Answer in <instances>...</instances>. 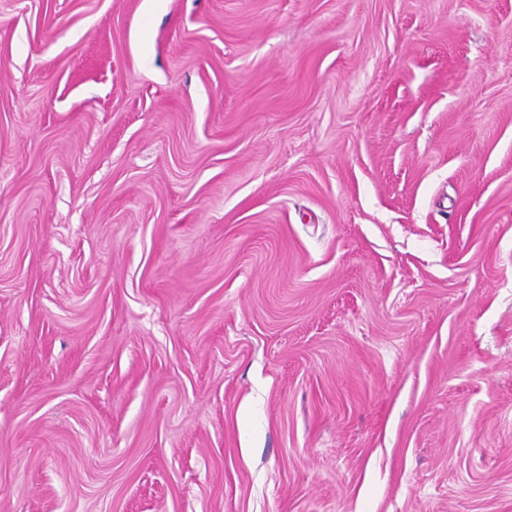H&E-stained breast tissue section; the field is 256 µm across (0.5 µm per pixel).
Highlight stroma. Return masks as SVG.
Here are the masks:
<instances>
[{
  "instance_id": "obj_1",
  "label": "stroma",
  "mask_w": 512,
  "mask_h": 512,
  "mask_svg": "<svg viewBox=\"0 0 512 512\" xmlns=\"http://www.w3.org/2000/svg\"><path fill=\"white\" fill-rule=\"evenodd\" d=\"M0 512H512V0H0Z\"/></svg>"
}]
</instances>
